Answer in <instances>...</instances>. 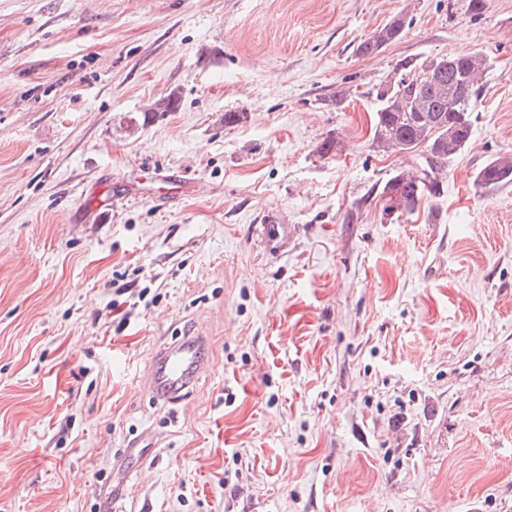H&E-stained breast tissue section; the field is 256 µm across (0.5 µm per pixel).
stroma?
Wrapping results in <instances>:
<instances>
[{
  "instance_id": "1",
  "label": "stroma",
  "mask_w": 512,
  "mask_h": 512,
  "mask_svg": "<svg viewBox=\"0 0 512 512\" xmlns=\"http://www.w3.org/2000/svg\"><path fill=\"white\" fill-rule=\"evenodd\" d=\"M469 2L0 0V512H512V183L474 182L512 154V0ZM469 52V147L384 214L415 159L373 143L380 83ZM194 329L210 372L154 403ZM404 18L393 16L380 29H376L368 38L357 46V53L361 56H372L380 53L384 48L396 42L404 27ZM259 222L261 224H255L254 228L266 241H280L281 245L288 243V235L291 233L288 224H272L274 221L269 216L262 217ZM209 344V336L192 331L180 342L160 347L144 373L143 392L157 402L182 397L202 374L209 372Z\"/></svg>"
}]
</instances>
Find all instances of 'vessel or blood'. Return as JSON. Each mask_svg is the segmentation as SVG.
I'll use <instances>...</instances> for the list:
<instances>
[{
	"label": "vessel or blood",
	"instance_id": "vessel-or-blood-1",
	"mask_svg": "<svg viewBox=\"0 0 512 512\" xmlns=\"http://www.w3.org/2000/svg\"><path fill=\"white\" fill-rule=\"evenodd\" d=\"M210 339L200 332H189L180 342L160 347L142 380L143 392L158 401H174L210 370Z\"/></svg>",
	"mask_w": 512,
	"mask_h": 512
}]
</instances>
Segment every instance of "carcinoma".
Instances as JSON below:
<instances>
[{
	"instance_id": "carcinoma-1",
	"label": "carcinoma",
	"mask_w": 512,
	"mask_h": 512,
	"mask_svg": "<svg viewBox=\"0 0 512 512\" xmlns=\"http://www.w3.org/2000/svg\"><path fill=\"white\" fill-rule=\"evenodd\" d=\"M403 27V17H392L359 43L357 53H380L400 38ZM431 63L428 58L420 63L399 61V78L377 91L374 144L384 152L421 156L416 171L394 175L383 188V197L399 196L401 213L414 211L424 196L440 193V175L471 142L472 112L489 67L487 57L479 53L448 55L441 68L427 75ZM476 182L489 188L512 182V157L499 156L487 163Z\"/></svg>"
}]
</instances>
